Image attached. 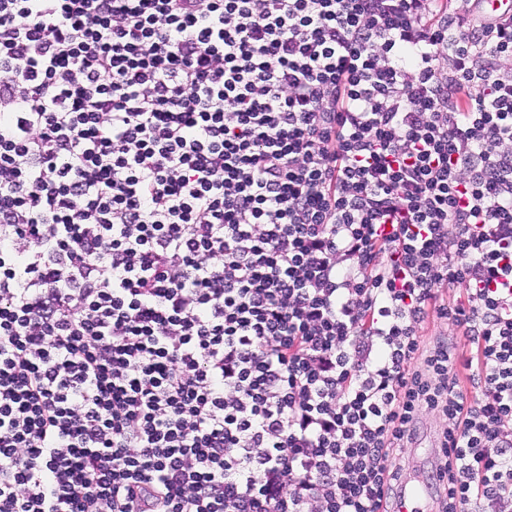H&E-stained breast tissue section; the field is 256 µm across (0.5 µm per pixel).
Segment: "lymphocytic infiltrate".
Listing matches in <instances>:
<instances>
[{"label": "lymphocytic infiltrate", "mask_w": 512, "mask_h": 512, "mask_svg": "<svg viewBox=\"0 0 512 512\" xmlns=\"http://www.w3.org/2000/svg\"><path fill=\"white\" fill-rule=\"evenodd\" d=\"M511 59L452 0H0V512H390L427 412L438 512H512ZM419 427L418 436L424 434L421 440L424 451L432 458L438 452L436 437L440 432L441 422L435 415L427 413L423 414Z\"/></svg>", "instance_id": "obj_1"}]
</instances>
